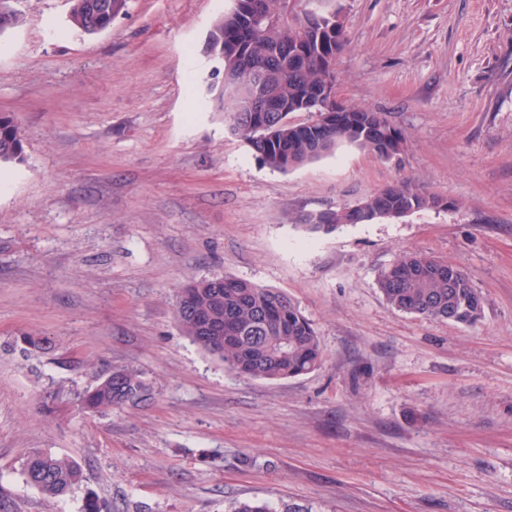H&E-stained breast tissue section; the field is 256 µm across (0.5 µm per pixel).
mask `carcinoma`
Returning a JSON list of instances; mask_svg holds the SVG:
<instances>
[{"label": "carcinoma", "instance_id": "1", "mask_svg": "<svg viewBox=\"0 0 512 512\" xmlns=\"http://www.w3.org/2000/svg\"><path fill=\"white\" fill-rule=\"evenodd\" d=\"M255 13L276 18L253 21L237 7L219 17L209 34V47L222 62L224 72L235 74L254 64L277 74L271 88L283 105L300 106L316 97L328 79L321 64L324 55L346 46L344 26L337 35L327 28L336 14L321 16L322 32L310 33L298 24L280 20L288 13L289 0H243ZM131 0H67L70 27L92 36L107 30L127 14ZM21 23L11 0H0V33ZM222 109L230 131L246 141L266 166L286 172L311 163L347 141L344 129L330 124H300L286 112H253L248 97L222 86ZM361 125L372 122L374 132L347 141L377 154L379 142L387 139L402 152L404 135L390 125L385 115L354 108L345 113ZM25 161L24 136L15 118L0 113V167ZM409 180L375 191L363 199L366 207L382 215L395 209H426L433 198ZM326 223L308 225L313 231L331 232L354 223L353 212L343 207L324 214ZM378 286L393 308L429 319L470 325L484 309L482 295L461 267L419 254H405L381 272ZM176 321L192 342L221 360L232 371L253 378L281 380L298 377L319 368L323 351L309 320L287 294L228 275L195 280L181 289L175 308ZM152 390L143 373L127 366L112 367V381H99L78 395L87 412L106 415L127 405L151 399ZM24 483L46 499H62L85 479L72 458L34 450L22 465Z\"/></svg>", "mask_w": 512, "mask_h": 512}]
</instances>
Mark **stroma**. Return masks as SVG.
Instances as JSON below:
<instances>
[{"instance_id":"stroma-1","label":"stroma","mask_w":512,"mask_h":512,"mask_svg":"<svg viewBox=\"0 0 512 512\" xmlns=\"http://www.w3.org/2000/svg\"><path fill=\"white\" fill-rule=\"evenodd\" d=\"M0 113L25 161L0 169V512H512V0H308L339 13L336 97L406 137L384 160L350 144L280 172L229 130L209 31L234 0H132L88 36L66 0H14ZM447 198L330 233L324 212L405 180ZM406 252L453 262L471 325L389 306ZM288 294L320 368L240 376L179 329L190 280ZM153 398L101 417L79 393L114 366ZM87 476L50 504L25 454Z\"/></svg>"}]
</instances>
